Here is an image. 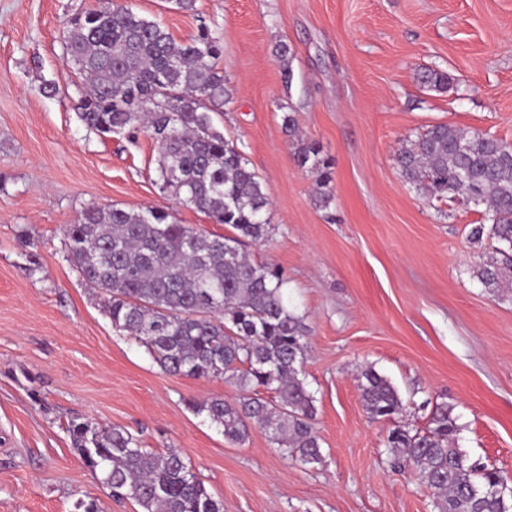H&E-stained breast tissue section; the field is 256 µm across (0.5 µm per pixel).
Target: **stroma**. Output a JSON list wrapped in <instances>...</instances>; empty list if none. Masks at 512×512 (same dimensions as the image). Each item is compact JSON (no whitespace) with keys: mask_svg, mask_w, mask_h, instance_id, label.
Segmentation results:
<instances>
[{"mask_svg":"<svg viewBox=\"0 0 512 512\" xmlns=\"http://www.w3.org/2000/svg\"><path fill=\"white\" fill-rule=\"evenodd\" d=\"M94 2L0 0V512H74L87 497L101 512H141L111 499L73 448L76 417L179 450L224 512H433L431 490L393 464L397 423L362 405L369 367L407 404L404 425L425 428L448 404L468 461L512 482V296L472 275L495 242L471 244L481 210H438L394 162L403 140L437 124L512 143V0H196L192 12L126 0L176 42L202 24L223 41L230 99L214 122L270 194L273 229L245 249L283 272L309 330L314 465L257 427L230 442L189 410V399L238 392L161 369L114 331L66 258L64 228L90 205L159 206L204 233L230 232L163 195L149 137L80 120L62 30ZM426 67L448 72V88L421 86ZM49 82L55 93H43ZM287 112L332 162L328 208L295 162Z\"/></svg>","mask_w":512,"mask_h":512,"instance_id":"stroma-1","label":"stroma"}]
</instances>
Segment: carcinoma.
I'll return each instance as SVG.
<instances>
[{"label":"carcinoma","instance_id":"obj_1","mask_svg":"<svg viewBox=\"0 0 512 512\" xmlns=\"http://www.w3.org/2000/svg\"><path fill=\"white\" fill-rule=\"evenodd\" d=\"M64 38L65 65L82 85L80 120L101 134L148 136L158 148L155 182L162 193L232 229L208 236L162 207L91 205L65 227L67 259L102 297L113 329L141 342L164 371L236 386L233 403L219 396L188 401L224 438L240 443L259 427L301 464L321 462L316 397L300 378L303 317L284 300L283 273L241 251L268 237L270 202L236 144L214 125L212 113L225 95L220 40L202 25L197 36L177 43L159 23L114 0H97L69 18ZM418 80L445 89L450 77L428 68ZM295 160L315 175L316 201L329 206L331 161L303 140ZM395 164L423 198L486 206L470 241L488 237L497 247L473 274L493 291L511 290L512 144L440 124L405 139ZM262 389L273 396H261ZM359 389L371 417L406 413L397 389L374 369L361 373ZM67 432L111 497L131 498L143 512H224V502L179 451L148 452L124 429L76 419ZM458 433L452 409L441 403L426 428L392 429L387 448L433 490V512H512L511 495L492 494L507 480L468 463Z\"/></svg>","mask_w":512,"mask_h":512}]
</instances>
